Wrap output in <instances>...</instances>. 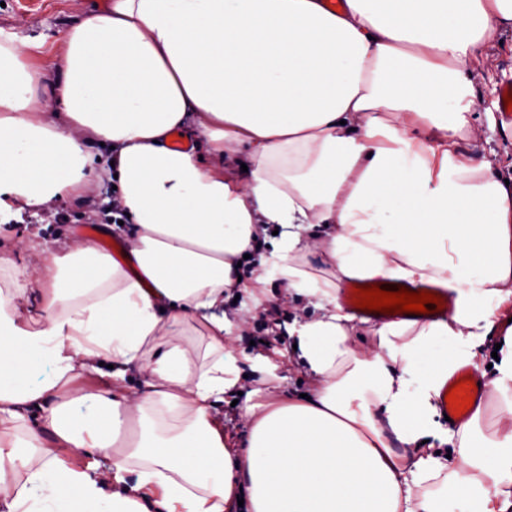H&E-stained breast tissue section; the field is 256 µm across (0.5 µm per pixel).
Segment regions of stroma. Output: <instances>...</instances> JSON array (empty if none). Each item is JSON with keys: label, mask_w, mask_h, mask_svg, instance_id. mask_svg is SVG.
Returning a JSON list of instances; mask_svg holds the SVG:
<instances>
[{"label": "stroma", "mask_w": 512, "mask_h": 512, "mask_svg": "<svg viewBox=\"0 0 512 512\" xmlns=\"http://www.w3.org/2000/svg\"><path fill=\"white\" fill-rule=\"evenodd\" d=\"M105 0H0V29L13 32L30 43L31 61L53 69L60 39L72 25L103 8ZM475 112L470 146L474 158L489 162L503 175L512 174V138L497 105L500 85L512 79V30L499 33L482 48L474 62ZM118 194L109 184L94 187L88 198L62 201L48 209L16 216L19 224L43 227L45 238L68 236L89 238L97 225L110 220V208ZM259 307L243 311L236 328L225 335L227 349L246 352L258 367L243 379L245 390L255 392L256 402L266 403L286 396L297 388L300 373L288 361L290 340L285 322L304 318L303 302L293 301L277 286L253 283Z\"/></svg>", "instance_id": "1"}]
</instances>
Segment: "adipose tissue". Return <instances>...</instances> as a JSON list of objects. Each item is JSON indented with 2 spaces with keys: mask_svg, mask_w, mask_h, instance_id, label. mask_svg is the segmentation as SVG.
<instances>
[{
  "mask_svg": "<svg viewBox=\"0 0 512 512\" xmlns=\"http://www.w3.org/2000/svg\"><path fill=\"white\" fill-rule=\"evenodd\" d=\"M507 28L512 0H107L51 72L0 30V512H512V184L460 149L471 62ZM195 132L205 153L171 147ZM104 182L128 223L45 247L8 226ZM264 238L257 282L322 314L284 326L304 395L244 404L231 442L228 303ZM378 277L441 281L456 310L356 324L337 292ZM491 338V400L442 429L441 387Z\"/></svg>",
  "mask_w": 512,
  "mask_h": 512,
  "instance_id": "1",
  "label": "adipose tissue"
}]
</instances>
